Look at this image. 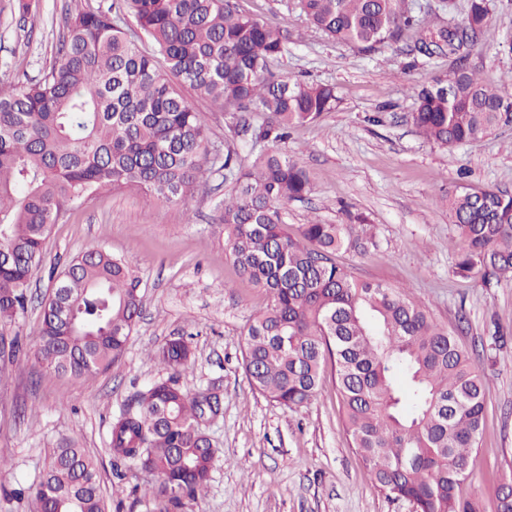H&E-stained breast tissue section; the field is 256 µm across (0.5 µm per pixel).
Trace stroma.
Listing matches in <instances>:
<instances>
[{"instance_id":"stroma-1","label":"stroma","mask_w":512,"mask_h":512,"mask_svg":"<svg viewBox=\"0 0 512 512\" xmlns=\"http://www.w3.org/2000/svg\"><path fill=\"white\" fill-rule=\"evenodd\" d=\"M0 0V83L37 79L57 58L67 11L108 7L112 0ZM242 11L288 33L273 72L331 84L334 111L294 130L286 145L312 192L286 203L287 223L316 217L346 223L367 216L361 247L337 260L361 279L408 288L412 300L460 336L480 365L487 408L479 445L461 495L479 512H497L500 487L512 480V278L484 285L456 272L457 232L440 200L458 184L512 193V128L456 148L423 139L409 115L415 89L447 73L453 61L412 50L410 37L370 52L313 28L296 0H237ZM490 19L467 50V64L486 83L512 95V0H492ZM184 96L205 113L210 155L235 149L243 167L268 149L240 131L239 115ZM231 181L214 174L184 204L135 190L102 193L75 205L51 228L35 273L31 302L17 324L21 349L0 379V512H33L16 490L36 484L52 448L73 440L96 458L106 512H152L147 474L116 477L108 453L112 420L122 404L167 372L156 352L174 332L192 335V364L180 376L188 393L217 387L224 414L207 425L217 462L205 493L181 512H413L366 475L342 421L333 371L310 403L289 409L250 384L242 363L252 315L263 290L241 278L213 228ZM128 262L141 281L143 314L120 361L87 378L50 373L35 351L40 302L52 279L87 248Z\"/></svg>"}]
</instances>
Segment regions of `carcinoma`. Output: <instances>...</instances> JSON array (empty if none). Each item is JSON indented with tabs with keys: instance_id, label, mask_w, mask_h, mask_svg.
I'll list each match as a JSON object with an SVG mask.
<instances>
[{
	"instance_id": "obj_1",
	"label": "carcinoma",
	"mask_w": 512,
	"mask_h": 512,
	"mask_svg": "<svg viewBox=\"0 0 512 512\" xmlns=\"http://www.w3.org/2000/svg\"><path fill=\"white\" fill-rule=\"evenodd\" d=\"M306 20L334 40L371 50L414 32L427 57H456L455 70L414 95L411 120L428 141L454 147L512 126L511 96L484 83L464 52L490 16V0H469L454 29L416 23L410 0H298ZM151 39L144 53L114 17ZM58 59L40 80L0 84V373L19 351L9 334L27 310L50 228L67 208L116 189L180 203L206 182L207 124L181 94L236 112H258L245 131L272 144L251 168L236 152L218 170L234 182L217 225L239 273L263 289L266 307L248 326L243 365L252 386L288 408L308 404L326 367L346 434L371 483L415 512H478L461 497L478 447L484 382L455 332L407 289L358 279L336 262L353 227L319 220L293 228L284 203L310 193L306 171L281 145L290 130L336 107L330 85L284 80L270 60L282 31L242 13L232 0H113L112 8L68 14ZM442 203L458 231V272L489 284L512 276V195L461 185ZM140 280L97 247L75 257L42 303L36 348L55 374L88 376L124 354L141 317ZM185 335L159 352L168 376L139 392L113 419L110 450L155 479L153 512H176L207 485L217 455L206 424L223 414L217 393L184 391L191 362ZM96 459L66 443L52 449L35 492L36 512H105Z\"/></svg>"
}]
</instances>
